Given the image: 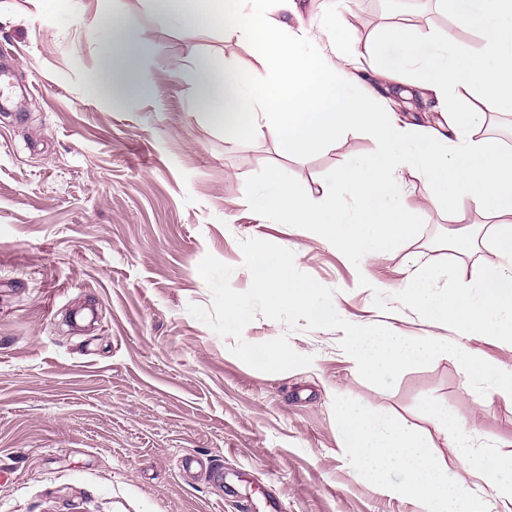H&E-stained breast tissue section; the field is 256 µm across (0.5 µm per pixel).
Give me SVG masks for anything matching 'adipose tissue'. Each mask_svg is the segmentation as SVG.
I'll list each match as a JSON object with an SVG mask.
<instances>
[{"label": "adipose tissue", "mask_w": 512, "mask_h": 512, "mask_svg": "<svg viewBox=\"0 0 512 512\" xmlns=\"http://www.w3.org/2000/svg\"><path fill=\"white\" fill-rule=\"evenodd\" d=\"M228 2L239 17L237 40L255 54L262 80L245 90L234 68L196 57L190 69L196 111L222 122L229 137L240 129L270 135L289 155L314 154L361 126L371 127L378 141L373 153L305 194L278 170L267 171L249 192L253 209L273 223L303 225L309 238L362 264L411 236L412 212L397 176L411 167L430 189L424 206L445 208L455 222L457 251L471 247L470 211L493 218L498 261L477 283L458 285L438 302L427 293L436 269L417 268L407 278L405 302L460 337L512 344V151L477 135L487 113L512 110V0H440L449 15L480 33L478 56L462 44L415 39L401 27L383 31L369 48L377 82L368 92L353 68L336 65L304 32L292 31L296 0H165L163 19L187 30L220 25ZM137 28L132 16L113 22V43L102 54L108 72L131 92L141 89L136 67L145 52ZM468 90L479 96V107L464 104ZM418 96L435 101L436 124L401 127L393 117L397 101Z\"/></svg>", "instance_id": "adipose-tissue-1"}]
</instances>
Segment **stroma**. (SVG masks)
<instances>
[{
    "label": "stroma",
    "mask_w": 512,
    "mask_h": 512,
    "mask_svg": "<svg viewBox=\"0 0 512 512\" xmlns=\"http://www.w3.org/2000/svg\"><path fill=\"white\" fill-rule=\"evenodd\" d=\"M307 35L328 56L364 50L386 26L481 52L480 34L437 0H298ZM134 15L150 53L139 81L149 95L93 83L98 46L115 17ZM224 26L178 30L153 0H58L49 16L33 0H0V55L12 73L0 107V512H240L276 496L284 512H421L364 479L349 463L334 396L413 424L471 484L430 416L431 396L479 441L512 451V401L479 396L450 355L404 371L394 387L366 382L340 347L344 333H290L310 366L255 370L187 307H210L197 267L212 255L250 280L242 240L298 250V269L334 288L345 320L405 336H445L403 300L408 269L438 268L434 297L476 283L493 229L470 212L473 246H449L446 210L419 209L423 182L400 176L415 207L412 235L364 268L308 240L300 225L265 223L247 194L269 168L301 191L377 147L357 128L312 156H283L270 137L225 139L193 110L190 81L174 70L189 54L261 78ZM377 289L358 287L360 273ZM201 460L184 472L183 457Z\"/></svg>",
    "instance_id": "35a3bbf8"
}]
</instances>
